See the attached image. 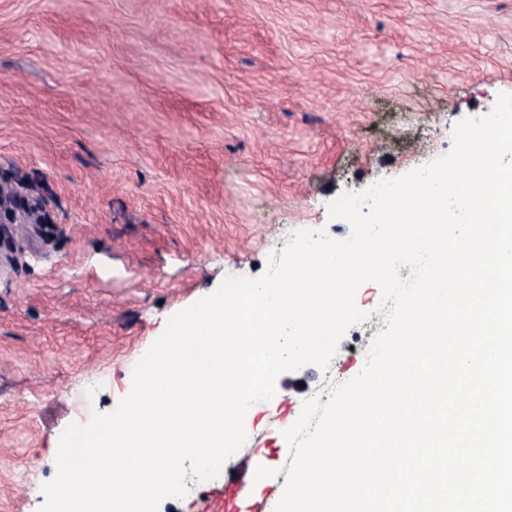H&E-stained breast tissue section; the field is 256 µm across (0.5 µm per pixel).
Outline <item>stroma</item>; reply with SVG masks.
I'll list each match as a JSON object with an SVG mask.
<instances>
[{"label": "stroma", "instance_id": "obj_1", "mask_svg": "<svg viewBox=\"0 0 512 512\" xmlns=\"http://www.w3.org/2000/svg\"><path fill=\"white\" fill-rule=\"evenodd\" d=\"M512 94V0H0V512H39L64 431L114 412L176 313L261 277L330 202L447 155ZM380 286L328 368L281 373L224 463L276 472L303 402L355 377ZM9 185V186H8ZM11 183L0 182V223L25 224L32 215L39 211V203L32 198L17 193L10 187Z\"/></svg>", "mask_w": 512, "mask_h": 512}]
</instances>
